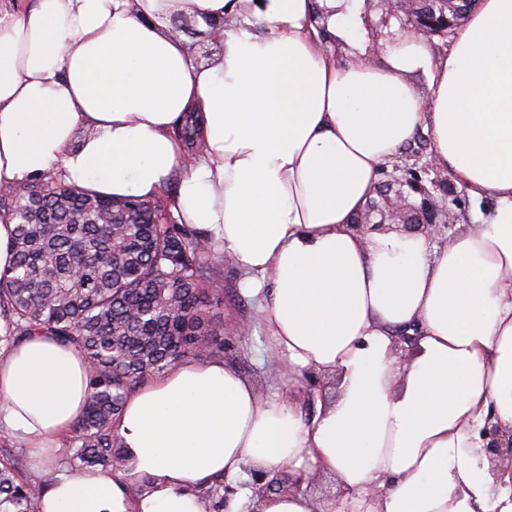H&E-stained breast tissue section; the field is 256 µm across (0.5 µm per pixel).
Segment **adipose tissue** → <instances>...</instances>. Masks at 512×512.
I'll list each match as a JSON object with an SVG mask.
<instances>
[{"instance_id":"1","label":"adipose tissue","mask_w":512,"mask_h":512,"mask_svg":"<svg viewBox=\"0 0 512 512\" xmlns=\"http://www.w3.org/2000/svg\"><path fill=\"white\" fill-rule=\"evenodd\" d=\"M364 2L0 0V188L169 197L245 273L279 373L335 382L305 419L223 359L183 360L127 399L128 468L58 474L43 512H201L217 475L284 469L332 495L267 493L255 512H512L482 437L490 420L512 431V0H481L438 57L413 31L369 52ZM184 15L219 31L211 58L174 30ZM420 131L493 209L443 247L356 231ZM88 373L51 337L13 345L0 432L61 450Z\"/></svg>"}]
</instances>
